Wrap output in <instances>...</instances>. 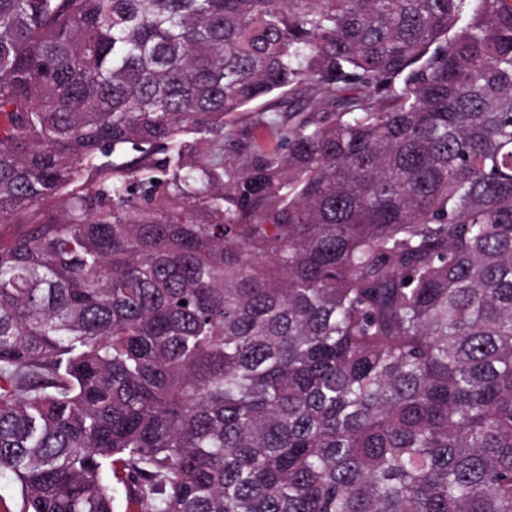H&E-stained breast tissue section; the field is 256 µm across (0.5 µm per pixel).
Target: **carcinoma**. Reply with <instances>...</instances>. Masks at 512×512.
I'll return each instance as SVG.
<instances>
[{"label":"carcinoma","mask_w":512,"mask_h":512,"mask_svg":"<svg viewBox=\"0 0 512 512\" xmlns=\"http://www.w3.org/2000/svg\"><path fill=\"white\" fill-rule=\"evenodd\" d=\"M2 224L17 512H512V0H0Z\"/></svg>","instance_id":"cac0c4a2"}]
</instances>
